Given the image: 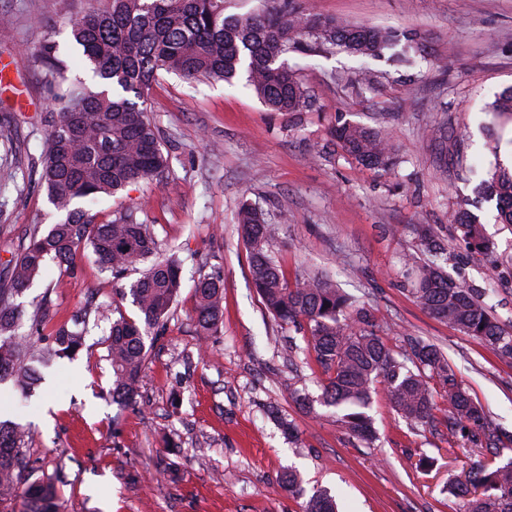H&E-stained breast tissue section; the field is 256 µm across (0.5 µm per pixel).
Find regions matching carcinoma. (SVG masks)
Listing matches in <instances>:
<instances>
[{
	"label": "carcinoma",
	"instance_id": "obj_1",
	"mask_svg": "<svg viewBox=\"0 0 512 512\" xmlns=\"http://www.w3.org/2000/svg\"><path fill=\"white\" fill-rule=\"evenodd\" d=\"M72 40L90 79L73 74L59 58L58 45L44 42L37 61L43 87L55 117L47 134L40 182L49 204L64 215L44 233L34 232L29 243L0 269V384L13 382L27 392L38 381L34 364L48 366L80 349L89 321L101 320V309L73 313L45 341L19 332L26 315L19 298L32 287L51 257L66 265L77 249L89 246L100 272L114 279L141 271L129 293L137 310L134 318L119 315L105 337L112 368V402L130 407L136 402L149 345L164 328L180 293L182 260L159 252L149 225L133 214L97 224L78 203H95L115 196L133 183L162 176L169 155L159 142L147 96L163 73L188 82L245 86L268 108L300 112L310 99L283 56L290 52L345 51L361 59L384 56L401 40L417 41L408 33L378 27L352 26L324 18L292 0L244 15L226 13L225 0H110L105 10L90 8L67 21ZM502 124L512 123V88L488 106ZM334 136L358 163L386 170L393 165L388 138L358 124L344 122ZM494 157L481 181L485 198L495 201L503 224H512V165L500 159L502 136L488 135ZM453 222L468 244L487 249L481 225L460 198ZM238 233L248 250L252 283L269 313L279 322L301 330L305 346L328 375L322 402L336 409V422L370 444L376 432L368 409L374 383H384L395 411L405 420L436 433L461 436L494 457L512 453V434L492 427L483 408L458 382L453 367L432 343L407 339V347L391 348L371 329L367 314L354 306L328 278L313 276L289 283L280 262L267 249L280 227L269 224L256 209L238 212ZM434 259L417 267L416 301L433 317L472 336L502 358L512 359V326L495 319L469 289L452 279ZM199 335L208 339L224 319V281L218 274L196 284ZM435 385H430V382ZM443 404V418L434 414ZM19 424L0 419V512H61L55 484L30 480L32 469L23 451ZM448 494L461 501L460 512H512V457L484 465L466 483L451 481ZM301 512H337L335 498L316 489L304 499Z\"/></svg>",
	"mask_w": 512,
	"mask_h": 512
}]
</instances>
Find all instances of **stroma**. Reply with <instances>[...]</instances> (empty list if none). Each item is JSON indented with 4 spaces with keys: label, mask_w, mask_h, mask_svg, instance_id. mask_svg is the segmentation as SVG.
<instances>
[{
    "label": "stroma",
    "mask_w": 512,
    "mask_h": 512,
    "mask_svg": "<svg viewBox=\"0 0 512 512\" xmlns=\"http://www.w3.org/2000/svg\"><path fill=\"white\" fill-rule=\"evenodd\" d=\"M356 25L418 34L425 59L411 68L343 52L291 53L312 106L275 112L243 84L191 85L167 75L149 92L150 117L170 168L93 211L105 223L124 213L151 225L162 249L180 250L183 288L155 341L135 407L108 395L112 369L104 332L92 327L74 360L62 361L30 400L0 391L24 429L25 452L53 478L64 512H300L301 499L279 485L297 468L302 487L335 491L341 512H459L448 484L467 480L488 454L411 427L376 384L369 413L377 439L367 444L336 423L318 399L326 380L316 364L288 358L294 328L266 310L251 282L236 218L243 203L280 225L269 249L289 280L330 275L359 298L392 348L416 336L436 344L493 424L512 432V359H502L414 300L407 255L436 251L447 273L479 291L492 314L512 324V226L493 203L476 199L488 244L473 251L448 213L474 196L490 158L482 127L486 103L512 87V0H295ZM108 0H0V172L23 171L0 194V264L30 229L57 217L38 183L53 107L42 92L35 54L66 45V19ZM386 134L395 166L359 165L337 143V123ZM224 278V321L201 342L193 286ZM133 275L104 281L91 248L64 268L48 262L26 302H42L41 335L92 302L134 315ZM317 405L298 408L292 390ZM294 419L288 441L279 417ZM176 464V480L152 474Z\"/></svg>",
    "instance_id": "1"
}]
</instances>
